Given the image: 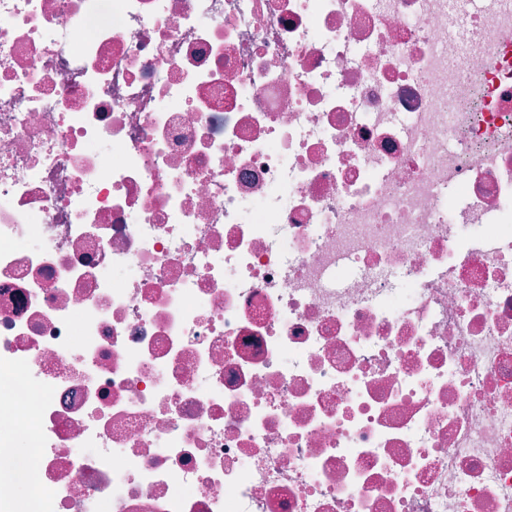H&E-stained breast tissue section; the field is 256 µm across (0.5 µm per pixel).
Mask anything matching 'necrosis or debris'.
<instances>
[{
    "label": "necrosis or debris",
    "mask_w": 512,
    "mask_h": 512,
    "mask_svg": "<svg viewBox=\"0 0 512 512\" xmlns=\"http://www.w3.org/2000/svg\"><path fill=\"white\" fill-rule=\"evenodd\" d=\"M0 512H512V0H0Z\"/></svg>",
    "instance_id": "necrosis-or-debris-1"
}]
</instances>
